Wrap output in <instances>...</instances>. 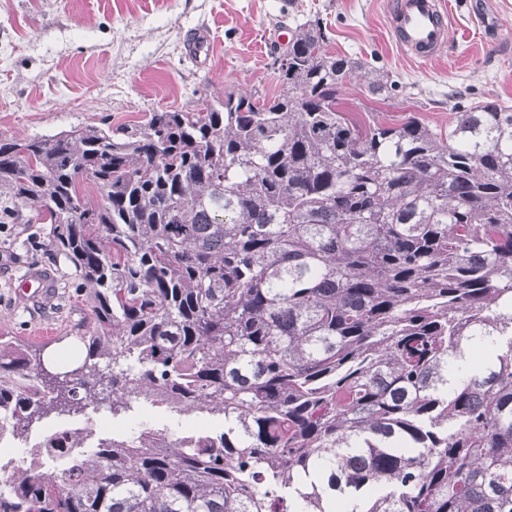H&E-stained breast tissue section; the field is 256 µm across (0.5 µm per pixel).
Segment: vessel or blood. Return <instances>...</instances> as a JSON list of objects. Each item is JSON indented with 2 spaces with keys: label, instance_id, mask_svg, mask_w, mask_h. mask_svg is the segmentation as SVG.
<instances>
[{
  "label": "vessel or blood",
  "instance_id": "obj_1",
  "mask_svg": "<svg viewBox=\"0 0 512 512\" xmlns=\"http://www.w3.org/2000/svg\"><path fill=\"white\" fill-rule=\"evenodd\" d=\"M387 19L397 46L410 57L429 59L446 44L448 14L442 0H391ZM47 288L46 276L34 273L19 283L17 291L36 301Z\"/></svg>",
  "mask_w": 512,
  "mask_h": 512
}]
</instances>
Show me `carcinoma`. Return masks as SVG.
<instances>
[{"instance_id":"cac0c4a2","label":"carcinoma","mask_w":512,"mask_h":512,"mask_svg":"<svg viewBox=\"0 0 512 512\" xmlns=\"http://www.w3.org/2000/svg\"><path fill=\"white\" fill-rule=\"evenodd\" d=\"M328 44L300 25L273 98L0 139V224L50 225L92 315L56 379L0 334V421L224 418L20 469L0 512H512V108L362 123L341 87L395 82Z\"/></svg>"}]
</instances>
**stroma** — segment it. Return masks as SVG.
Returning <instances> with one entry per match:
<instances>
[{
  "label": "stroma",
  "mask_w": 512,
  "mask_h": 512,
  "mask_svg": "<svg viewBox=\"0 0 512 512\" xmlns=\"http://www.w3.org/2000/svg\"><path fill=\"white\" fill-rule=\"evenodd\" d=\"M388 0H0V138L107 127L150 113L202 108L233 91L277 95L273 56L297 26L320 17L329 47L371 63L396 87L389 99L367 95L362 79L340 93L362 120L416 116L447 129L454 103L512 105V0H446L448 43L421 62L402 53L387 29ZM45 224L0 231V332L40 350L43 367L91 322L72 266L46 249ZM50 279L43 302L15 287L30 273ZM95 406L53 413L29 429H93L108 438L145 422L181 436L188 418L153 408L141 421L96 422Z\"/></svg>",
  "instance_id": "35a3bbf8"
}]
</instances>
